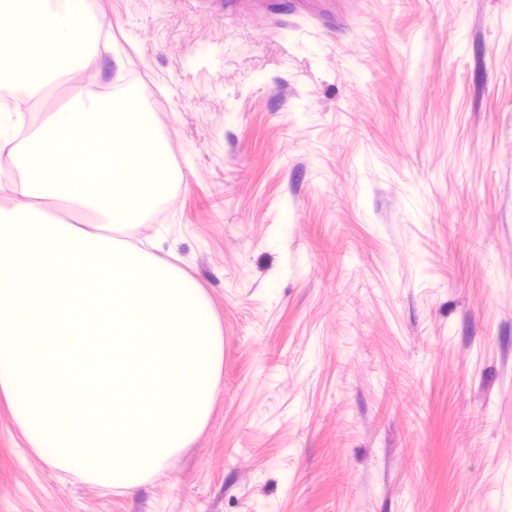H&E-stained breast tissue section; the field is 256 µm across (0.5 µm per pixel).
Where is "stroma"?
Returning <instances> with one entry per match:
<instances>
[{"label":"stroma","mask_w":512,"mask_h":512,"mask_svg":"<svg viewBox=\"0 0 512 512\" xmlns=\"http://www.w3.org/2000/svg\"><path fill=\"white\" fill-rule=\"evenodd\" d=\"M176 251L224 336L211 415L138 488L44 460L0 394V512H512V0H95Z\"/></svg>","instance_id":"stroma-1"}]
</instances>
